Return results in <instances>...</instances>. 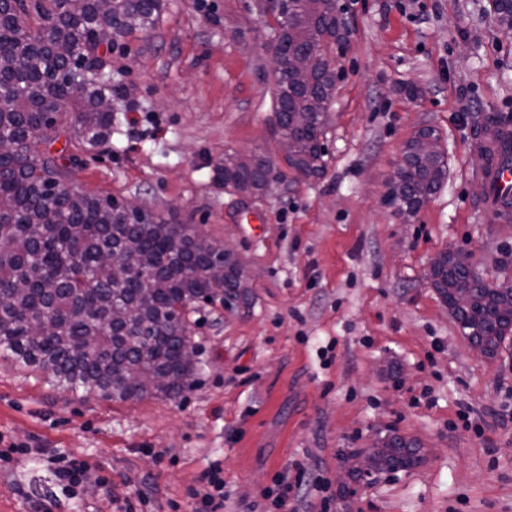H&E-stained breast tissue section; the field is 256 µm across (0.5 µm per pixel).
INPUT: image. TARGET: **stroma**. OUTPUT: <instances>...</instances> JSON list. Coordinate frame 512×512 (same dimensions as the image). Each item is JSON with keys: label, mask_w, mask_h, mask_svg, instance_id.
I'll list each match as a JSON object with an SVG mask.
<instances>
[{"label": "stroma", "mask_w": 512, "mask_h": 512, "mask_svg": "<svg viewBox=\"0 0 512 512\" xmlns=\"http://www.w3.org/2000/svg\"><path fill=\"white\" fill-rule=\"evenodd\" d=\"M265 0H168L154 28L108 52L112 135L59 140L69 186L190 224L241 262L247 305L190 315L195 384L175 401H112L49 386L0 359V442L89 462L108 486L81 498L45 456L0 461V512H191L212 465L224 512H268L264 492L300 468L281 512H512V349L469 347L428 277L444 250L512 280V221L483 209L471 157L486 113L512 118V38L488 0H355L325 114L326 168L286 171L262 195L224 185L226 155L284 166ZM431 128L447 176L413 219L383 204L404 144ZM418 466L336 483L351 452L390 434Z\"/></svg>", "instance_id": "obj_1"}]
</instances>
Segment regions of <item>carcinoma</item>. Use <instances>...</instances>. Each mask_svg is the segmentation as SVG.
I'll list each match as a JSON object with an SVG mask.
<instances>
[{"instance_id":"cac0c4a2","label":"carcinoma","mask_w":512,"mask_h":512,"mask_svg":"<svg viewBox=\"0 0 512 512\" xmlns=\"http://www.w3.org/2000/svg\"><path fill=\"white\" fill-rule=\"evenodd\" d=\"M168 0H0V351L41 372L53 385L110 400L146 395L176 399L194 385L184 359L187 314L201 298L248 303L242 272L220 269L221 248L191 224H168L124 212L117 201L65 189L46 194L66 171L47 152L70 126L94 149L112 134L103 108L107 88L92 71L74 74L73 59L104 67L102 45L147 33ZM337 0H293L279 43L303 57L341 39ZM329 67L303 81L278 75L279 129L288 167L311 178L325 168L320 117L336 95ZM512 167V145L480 142ZM273 161L261 154L224 157V186L246 195L270 190ZM446 177L439 137L423 129L406 142L398 178L384 202L411 217ZM430 277L464 335L488 356L512 334V284L486 282L448 252ZM470 291L469 308L453 306ZM417 444L385 437L367 459L375 472L418 464Z\"/></svg>"}]
</instances>
